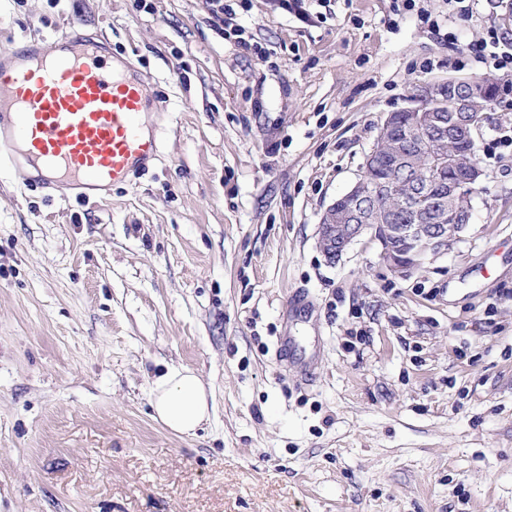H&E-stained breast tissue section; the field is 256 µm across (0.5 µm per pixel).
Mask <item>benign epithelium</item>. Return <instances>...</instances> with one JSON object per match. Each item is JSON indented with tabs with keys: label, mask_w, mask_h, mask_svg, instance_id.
<instances>
[{
	"label": "benign epithelium",
	"mask_w": 512,
	"mask_h": 512,
	"mask_svg": "<svg viewBox=\"0 0 512 512\" xmlns=\"http://www.w3.org/2000/svg\"><path fill=\"white\" fill-rule=\"evenodd\" d=\"M499 82L494 76L450 80L441 84H428L416 95L417 104L404 109L409 129L420 138L437 130L451 141H466L476 146L475 132L484 114L476 101L489 95ZM396 126L394 113L385 117L373 148L365 157L363 173H368L386 151ZM482 172L467 170L464 177L448 180V199L470 197L482 182ZM365 178L333 201L325 210L318 225V246L329 263H336L358 238L369 235L382 246L383 257L397 277H405L417 269L430 255L448 249V243L469 224L470 214L454 210L450 224H387L386 212L368 213Z\"/></svg>",
	"instance_id": "benign-epithelium-1"
}]
</instances>
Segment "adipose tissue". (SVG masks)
Here are the masks:
<instances>
[{
    "label": "adipose tissue",
    "instance_id": "1",
    "mask_svg": "<svg viewBox=\"0 0 512 512\" xmlns=\"http://www.w3.org/2000/svg\"><path fill=\"white\" fill-rule=\"evenodd\" d=\"M155 420L171 432L195 435L211 416L210 393L195 372L180 364L168 365L151 386Z\"/></svg>",
    "mask_w": 512,
    "mask_h": 512
}]
</instances>
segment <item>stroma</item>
<instances>
[{"label":"stroma","instance_id":"35a3bbf8","mask_svg":"<svg viewBox=\"0 0 512 512\" xmlns=\"http://www.w3.org/2000/svg\"><path fill=\"white\" fill-rule=\"evenodd\" d=\"M504 11L0 0V45L98 36L168 107L148 171L97 204L0 168V512H512V83L447 251L398 278L373 238L317 244L388 113L489 74L456 60ZM170 363L214 397L191 437L152 417Z\"/></svg>","mask_w":512,"mask_h":512}]
</instances>
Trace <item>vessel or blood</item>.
<instances>
[{"instance_id":"obj_1","label":"vessel or blood","mask_w":512,"mask_h":512,"mask_svg":"<svg viewBox=\"0 0 512 512\" xmlns=\"http://www.w3.org/2000/svg\"><path fill=\"white\" fill-rule=\"evenodd\" d=\"M144 79L94 37L0 46V161L33 170L42 187L102 200L159 153L144 115L161 111Z\"/></svg>"}]
</instances>
